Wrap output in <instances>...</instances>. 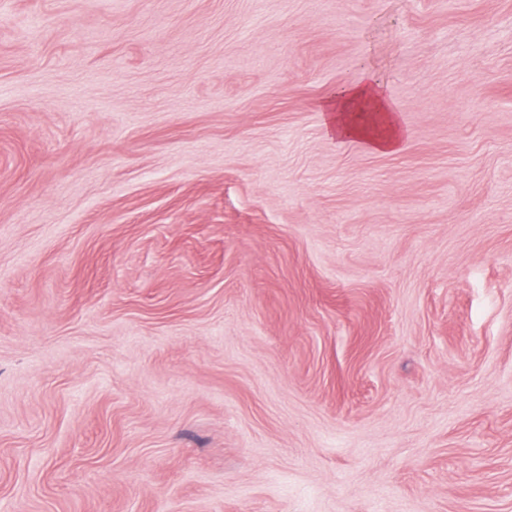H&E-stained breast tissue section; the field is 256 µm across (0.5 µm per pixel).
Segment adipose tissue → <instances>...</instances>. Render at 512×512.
<instances>
[{
	"instance_id": "1",
	"label": "adipose tissue",
	"mask_w": 512,
	"mask_h": 512,
	"mask_svg": "<svg viewBox=\"0 0 512 512\" xmlns=\"http://www.w3.org/2000/svg\"><path fill=\"white\" fill-rule=\"evenodd\" d=\"M327 133L336 141H362L378 153L395 152L405 136L399 117L373 71L342 85L320 105Z\"/></svg>"
}]
</instances>
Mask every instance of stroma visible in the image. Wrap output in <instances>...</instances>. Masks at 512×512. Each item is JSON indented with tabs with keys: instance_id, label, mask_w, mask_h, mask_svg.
<instances>
[{
	"instance_id": "obj_1",
	"label": "stroma",
	"mask_w": 512,
	"mask_h": 512,
	"mask_svg": "<svg viewBox=\"0 0 512 512\" xmlns=\"http://www.w3.org/2000/svg\"><path fill=\"white\" fill-rule=\"evenodd\" d=\"M0 512H512V0H0ZM327 133L336 141H362L378 153L395 152L403 138L397 112L377 75L368 69L320 104Z\"/></svg>"
}]
</instances>
